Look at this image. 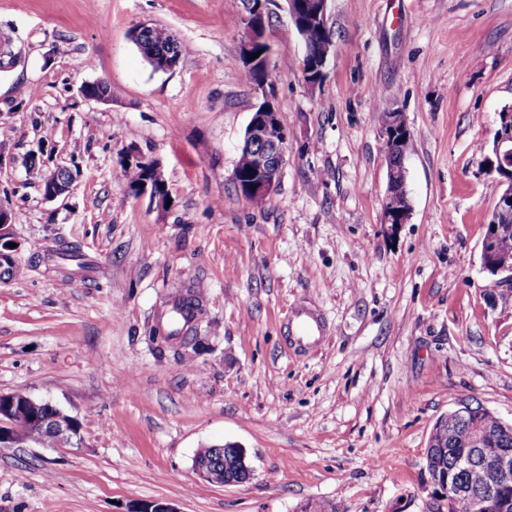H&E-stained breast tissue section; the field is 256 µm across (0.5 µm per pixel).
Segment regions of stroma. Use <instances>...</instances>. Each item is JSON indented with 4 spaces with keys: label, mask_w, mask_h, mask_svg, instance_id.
Masks as SVG:
<instances>
[{
    "label": "stroma",
    "mask_w": 512,
    "mask_h": 512,
    "mask_svg": "<svg viewBox=\"0 0 512 512\" xmlns=\"http://www.w3.org/2000/svg\"><path fill=\"white\" fill-rule=\"evenodd\" d=\"M245 0H0L25 61L0 74V204L21 272L0 282V392L76 416L81 443L0 448V512H448L426 469L460 402L512 424V284L485 272L494 205L486 148L512 107V0H328L334 49L317 84L286 0H272L264 90L245 77ZM149 22L184 52L153 70ZM107 80V102L84 83ZM270 94L289 135L260 207L232 173ZM398 112L408 223L382 221L381 128ZM51 143H44L45 133ZM79 164L44 199L23 166ZM159 164L171 204L131 195L119 162ZM78 244L87 269L44 261ZM200 288L195 347L156 339L177 290ZM302 307L314 349L281 327ZM245 449L250 481L213 484L200 448ZM65 169H66V173L69 174L70 178H69L68 184L64 188L61 187V184L58 181L57 170H55L54 172H52L50 175H48L45 178V180L43 182L44 186L42 189V194L46 200H49V201L56 200L57 198H59L63 195H66L67 193H69L72 190V187H73L74 183L77 181V179L79 178L80 173L78 170L76 171V170H72L70 168H65Z\"/></svg>",
    "instance_id": "stroma-1"
}]
</instances>
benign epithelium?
<instances>
[{
  "label": "benign epithelium",
  "instance_id": "obj_1",
  "mask_svg": "<svg viewBox=\"0 0 512 512\" xmlns=\"http://www.w3.org/2000/svg\"><path fill=\"white\" fill-rule=\"evenodd\" d=\"M328 0H288V20L298 31L308 26L328 28L327 24ZM261 26L255 23V15L245 18V36L241 45L243 58L250 59L257 42L256 33ZM332 38L321 42L314 53L302 63V70L306 71L308 82L316 83L323 76V69L332 52ZM151 62L158 70L169 71L179 63V57L171 51L154 53ZM257 89L262 91L264 102L260 104V111L253 113L247 127L245 140L248 149L254 152L253 167L250 180L245 184V197L270 196L275 189L288 149V132L280 123L278 112L275 109L264 85ZM383 151L388 163V194L407 195L405 188L406 170L405 156L397 155V145L409 136V131L402 116L398 112L389 113L382 126ZM489 172L494 175L498 184V192L494 200V207L488 222V232L482 243L481 257L483 270L492 276H499L512 283V253L503 252L496 248L494 240L502 233L512 230V108L499 113V125L495 130L491 154L485 157ZM69 182L61 186L57 172H52L43 182L42 194L48 201H53L72 190L80 173L70 168ZM140 196H147L151 203L159 208L167 206L168 196L166 190L157 188L146 182L140 189ZM411 209L392 208L382 209V223L406 224L409 221ZM16 242L13 234L11 212L0 207V263L12 262L16 259L19 247L11 248L9 244ZM43 402L24 392L11 394L0 393V416L10 417L16 412L29 414L31 420L44 432L53 435L58 448H71L81 442L79 438L78 420L68 414L44 418L39 413ZM490 438V432L476 428L468 439L469 447L457 455L453 469L439 470L432 476L433 484L443 492L448 502L465 501L470 512H508L512 506V496L508 489L512 487V448H504L497 455L483 459L486 473L487 491L473 495L463 491L456 480V471L464 470L473 462L482 443ZM194 469L206 481L215 482L218 477L224 476V460L214 456H196ZM127 512H179L171 503L166 501H147L137 503Z\"/></svg>",
  "mask_w": 512,
  "mask_h": 512
}]
</instances>
